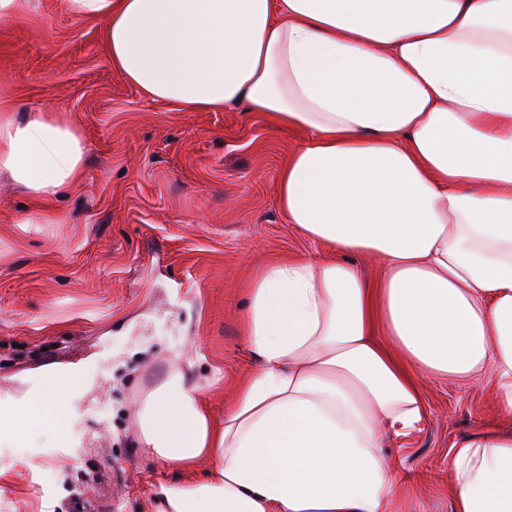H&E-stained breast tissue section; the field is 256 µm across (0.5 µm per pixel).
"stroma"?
<instances>
[{"label":"stroma","mask_w":512,"mask_h":512,"mask_svg":"<svg viewBox=\"0 0 512 512\" xmlns=\"http://www.w3.org/2000/svg\"><path fill=\"white\" fill-rule=\"evenodd\" d=\"M0 96L64 112L83 175L39 206L0 181V399L26 400L73 370L83 392L67 434L49 411L0 446V512H141L158 484L135 430L138 397L181 371L215 422L258 362L247 291L265 265L327 255L289 224L279 177L308 133L244 105L203 112L147 99L116 75L103 24L65 0L0 25ZM421 431L389 451L405 512H451L448 449L495 423L491 383L422 375Z\"/></svg>","instance_id":"1"}]
</instances>
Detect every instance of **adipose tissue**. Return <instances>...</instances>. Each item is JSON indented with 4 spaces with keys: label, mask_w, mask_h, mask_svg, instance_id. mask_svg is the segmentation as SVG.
Returning <instances> with one entry per match:
<instances>
[{
    "label": "adipose tissue",
    "mask_w": 512,
    "mask_h": 512,
    "mask_svg": "<svg viewBox=\"0 0 512 512\" xmlns=\"http://www.w3.org/2000/svg\"><path fill=\"white\" fill-rule=\"evenodd\" d=\"M100 19L113 71L186 112L245 104L308 138L279 181L328 257L276 261L248 290L260 370L214 425L185 376L139 399L157 462L202 475L144 512H399L385 437L421 430L414 372L495 382L512 420V0H66ZM86 146L59 111L0 101V176L48 200ZM383 264L369 284L354 256ZM82 383L36 400L65 421ZM452 512H512V430L448 455Z\"/></svg>",
    "instance_id": "adipose-tissue-1"
}]
</instances>
